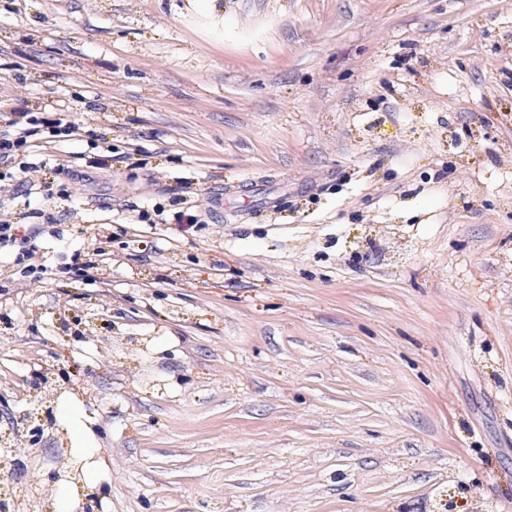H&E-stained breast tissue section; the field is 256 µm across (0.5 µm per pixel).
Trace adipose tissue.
<instances>
[{
    "label": "adipose tissue",
    "instance_id": "obj_1",
    "mask_svg": "<svg viewBox=\"0 0 512 512\" xmlns=\"http://www.w3.org/2000/svg\"><path fill=\"white\" fill-rule=\"evenodd\" d=\"M62 422L75 446L71 448L69 458L72 476L60 481L56 488L55 512H74L78 505V490L102 491L104 482L110 479V474L81 418L67 414L63 416Z\"/></svg>",
    "mask_w": 512,
    "mask_h": 512
}]
</instances>
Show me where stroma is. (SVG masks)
<instances>
[{
    "mask_svg": "<svg viewBox=\"0 0 512 512\" xmlns=\"http://www.w3.org/2000/svg\"><path fill=\"white\" fill-rule=\"evenodd\" d=\"M219 4L0 0V113L80 127L0 163V497L66 402L93 512H512V0ZM63 409L62 423L77 446L69 448L72 480H61L56 487L55 512H75L79 487L100 492L103 482H110V474L99 458V448H95L80 416H71V406L68 404H64Z\"/></svg>",
    "mask_w": 512,
    "mask_h": 512,
    "instance_id": "stroma-1",
    "label": "stroma"
}]
</instances>
